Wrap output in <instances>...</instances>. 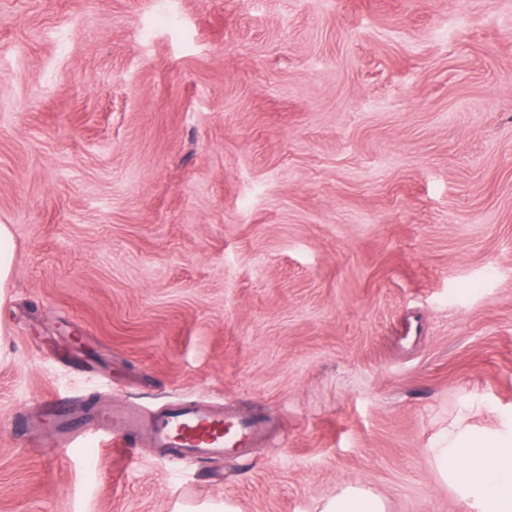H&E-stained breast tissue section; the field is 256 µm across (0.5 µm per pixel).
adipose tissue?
I'll return each instance as SVG.
<instances>
[{"label":"adipose tissue","mask_w":512,"mask_h":512,"mask_svg":"<svg viewBox=\"0 0 512 512\" xmlns=\"http://www.w3.org/2000/svg\"><path fill=\"white\" fill-rule=\"evenodd\" d=\"M487 412L481 400H464L432 439L428 457L463 512H512V412L498 413L493 425H474V417ZM314 512H389V505L370 486L345 483Z\"/></svg>","instance_id":"1"}]
</instances>
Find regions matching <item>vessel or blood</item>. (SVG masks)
<instances>
[{
	"instance_id": "1",
	"label": "vessel or blood",
	"mask_w": 512,
	"mask_h": 512,
	"mask_svg": "<svg viewBox=\"0 0 512 512\" xmlns=\"http://www.w3.org/2000/svg\"><path fill=\"white\" fill-rule=\"evenodd\" d=\"M85 415L96 427L97 447L102 452L125 450L127 436L135 435L169 457H207L245 451L269 430L261 417L239 418L201 404H180L147 414L134 405L119 403L102 414L86 408ZM22 428L33 438L50 435L63 450L76 447L85 438L62 404L49 398L27 416Z\"/></svg>"
}]
</instances>
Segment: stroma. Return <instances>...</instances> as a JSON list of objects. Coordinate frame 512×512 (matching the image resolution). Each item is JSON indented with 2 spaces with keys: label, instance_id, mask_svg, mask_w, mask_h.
<instances>
[{
  "label": "stroma",
  "instance_id": "stroma-1",
  "mask_svg": "<svg viewBox=\"0 0 512 512\" xmlns=\"http://www.w3.org/2000/svg\"><path fill=\"white\" fill-rule=\"evenodd\" d=\"M0 512H461L512 409V0H0ZM203 401L245 455L28 451L29 405ZM14 260V242L11 226L0 224V304L6 300ZM489 412L477 398L464 400L428 448L434 472L463 512H512V412L497 413L492 426L473 424ZM313 512H389V505L368 485L344 483L335 495L321 500Z\"/></svg>",
  "mask_w": 512,
  "mask_h": 512
}]
</instances>
